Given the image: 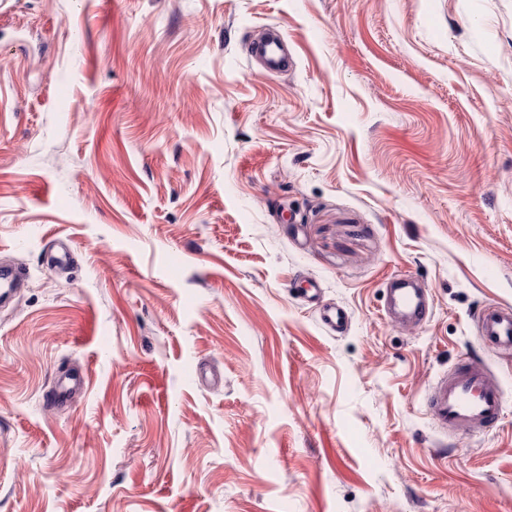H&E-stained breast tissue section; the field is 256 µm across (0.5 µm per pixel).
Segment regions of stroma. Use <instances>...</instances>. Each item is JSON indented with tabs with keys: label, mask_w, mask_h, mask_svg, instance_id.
<instances>
[{
	"label": "stroma",
	"mask_w": 512,
	"mask_h": 512,
	"mask_svg": "<svg viewBox=\"0 0 512 512\" xmlns=\"http://www.w3.org/2000/svg\"><path fill=\"white\" fill-rule=\"evenodd\" d=\"M2 264L0 512H512V0H0ZM409 279L404 277L392 280L396 286L391 289L388 311L400 316L404 322L420 323L427 315L428 305L414 288H408ZM482 338L495 344L506 353L512 352V311L496 306H489L479 315ZM427 405L442 430L477 431L500 421L502 392L489 369L471 359L435 381ZM83 386L84 381L80 377L76 379L60 377L55 389L47 395L46 401L49 405L67 404L82 391Z\"/></svg>",
	"instance_id": "stroma-1"
}]
</instances>
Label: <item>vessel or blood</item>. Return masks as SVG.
Segmentation results:
<instances>
[{
    "mask_svg": "<svg viewBox=\"0 0 512 512\" xmlns=\"http://www.w3.org/2000/svg\"><path fill=\"white\" fill-rule=\"evenodd\" d=\"M388 310L402 321L419 323L425 319L428 306L404 277L395 281ZM479 326L484 341L512 352L511 310L486 307L479 315ZM83 386V379L59 378L46 401L51 405L67 404ZM427 405L441 429L477 431L496 426L500 421L502 392L489 369L480 360L473 359L441 375L431 387Z\"/></svg>",
    "mask_w": 512,
    "mask_h": 512,
    "instance_id": "1",
    "label": "vessel or blood"
}]
</instances>
